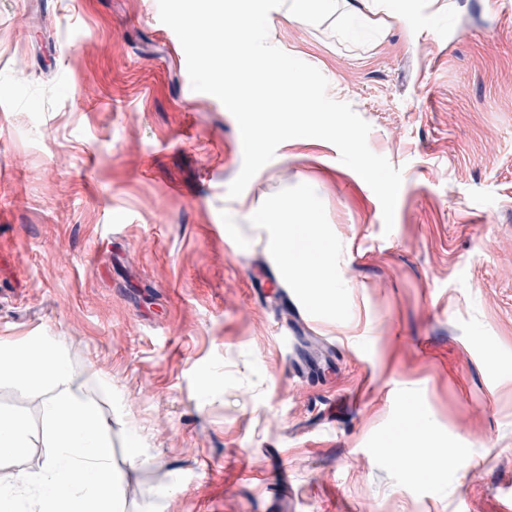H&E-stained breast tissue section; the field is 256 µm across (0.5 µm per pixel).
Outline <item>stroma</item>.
<instances>
[{
	"mask_svg": "<svg viewBox=\"0 0 512 512\" xmlns=\"http://www.w3.org/2000/svg\"><path fill=\"white\" fill-rule=\"evenodd\" d=\"M284 13L270 43L402 171L392 230L317 138L229 198L238 124L192 89L157 0H0V344L65 347L124 512H512V0H404L397 19L370 0L357 42L343 10ZM286 200L336 281L289 316L251 216ZM291 318L334 349L307 381ZM42 402L0 389L27 432L0 479L41 469ZM431 444L463 455L437 465Z\"/></svg>",
	"mask_w": 512,
	"mask_h": 512,
	"instance_id": "stroma-1",
	"label": "stroma"
}]
</instances>
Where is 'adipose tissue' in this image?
Returning a JSON list of instances; mask_svg holds the SVG:
<instances>
[{
    "mask_svg": "<svg viewBox=\"0 0 512 512\" xmlns=\"http://www.w3.org/2000/svg\"><path fill=\"white\" fill-rule=\"evenodd\" d=\"M258 221L274 225L275 231L270 236L268 245L278 252L282 269H298L296 287L325 291L329 281L327 271L333 262L332 249L323 240L309 236L305 239L303 252H296L292 246L296 235L290 232L286 221L276 220L270 211L261 213Z\"/></svg>",
    "mask_w": 512,
    "mask_h": 512,
    "instance_id": "obj_1",
    "label": "adipose tissue"
}]
</instances>
